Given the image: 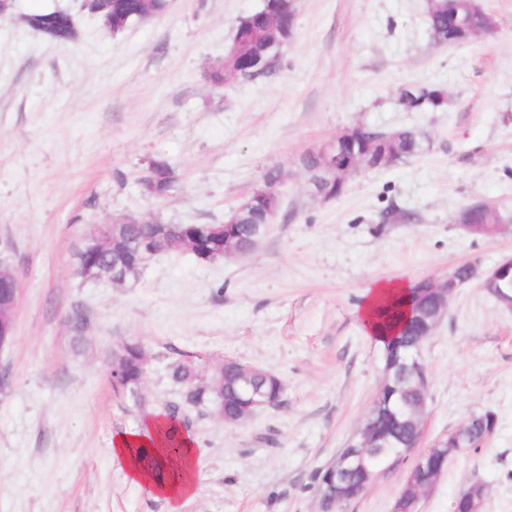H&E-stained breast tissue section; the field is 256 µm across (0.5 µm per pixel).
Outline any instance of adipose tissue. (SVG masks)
<instances>
[{"mask_svg":"<svg viewBox=\"0 0 512 512\" xmlns=\"http://www.w3.org/2000/svg\"><path fill=\"white\" fill-rule=\"evenodd\" d=\"M407 291L406 283L400 280L367 286L360 317L368 335L381 339L377 315L382 302L398 299ZM142 450L147 453L143 459L138 456ZM113 454L123 461L133 483L149 486L167 501L169 512H179L181 500L196 493L198 454L194 441L189 434L175 433L164 418L147 419L142 430L117 436Z\"/></svg>","mask_w":512,"mask_h":512,"instance_id":"1","label":"adipose tissue"}]
</instances>
